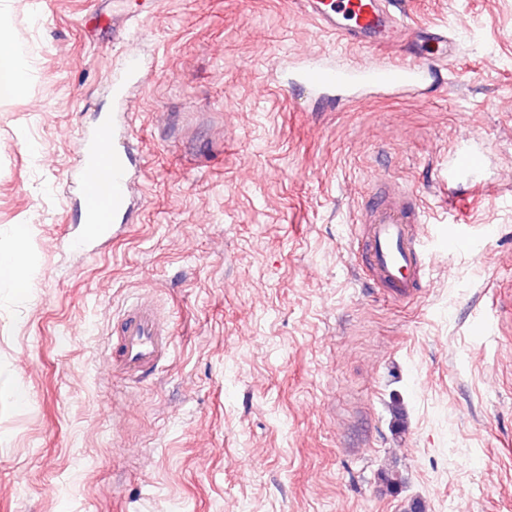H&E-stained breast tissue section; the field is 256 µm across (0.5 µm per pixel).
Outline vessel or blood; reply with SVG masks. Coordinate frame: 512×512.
<instances>
[{
    "label": "vessel or blood",
    "instance_id": "1",
    "mask_svg": "<svg viewBox=\"0 0 512 512\" xmlns=\"http://www.w3.org/2000/svg\"><path fill=\"white\" fill-rule=\"evenodd\" d=\"M302 6L318 28L348 45L369 50V57L350 66H333L319 57L298 60L297 78L309 84L318 97L342 104L361 90L398 91L420 86L434 74V63L416 59L386 60L376 52L386 45L392 31L403 21L389 0H302ZM135 123L131 112L102 115L82 131L77 142L78 163L69 179L77 189L79 203L95 195L92 169L107 170L112 180L109 194L97 195L95 210L85 212L81 243L91 251L106 248L109 228L123 219L129 209L131 185L137 177L125 160L121 147L106 149L111 134L128 133ZM476 154L461 143L448 153V181L475 183L478 192H488L477 178ZM365 214L356 239L360 272L369 284L384 288L398 302L418 300L428 284L431 250L425 234L414 227L429 221L422 201L411 189L378 180L375 191L362 202ZM168 320L151 302L137 301L112 327V370L129 380H139L155 371L172 347Z\"/></svg>",
    "mask_w": 512,
    "mask_h": 512
}]
</instances>
